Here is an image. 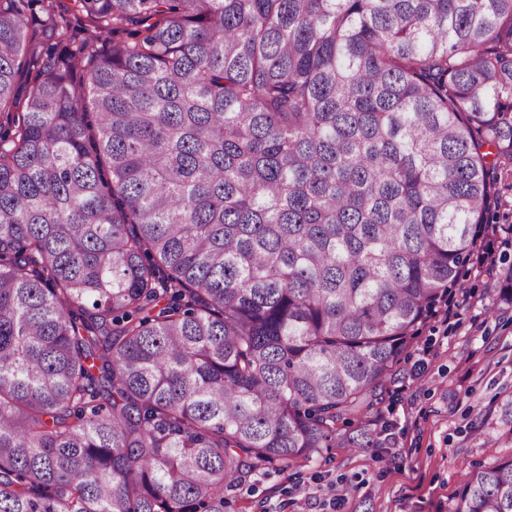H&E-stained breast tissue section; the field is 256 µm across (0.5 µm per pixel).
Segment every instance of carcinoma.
I'll return each instance as SVG.
<instances>
[{"label":"carcinoma","mask_w":512,"mask_h":512,"mask_svg":"<svg viewBox=\"0 0 512 512\" xmlns=\"http://www.w3.org/2000/svg\"><path fill=\"white\" fill-rule=\"evenodd\" d=\"M510 178L512 0H0V512L380 447Z\"/></svg>","instance_id":"1"}]
</instances>
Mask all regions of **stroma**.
Returning a JSON list of instances; mask_svg holds the SVG:
<instances>
[{
	"label": "stroma",
	"mask_w": 512,
	"mask_h": 512,
	"mask_svg": "<svg viewBox=\"0 0 512 512\" xmlns=\"http://www.w3.org/2000/svg\"><path fill=\"white\" fill-rule=\"evenodd\" d=\"M494 269L467 264L443 313L419 328L371 415L391 448L331 449L273 466L225 492L224 512H453L464 472L512 458V234L492 238ZM341 484L333 509L322 490Z\"/></svg>",
	"instance_id": "1"
}]
</instances>
